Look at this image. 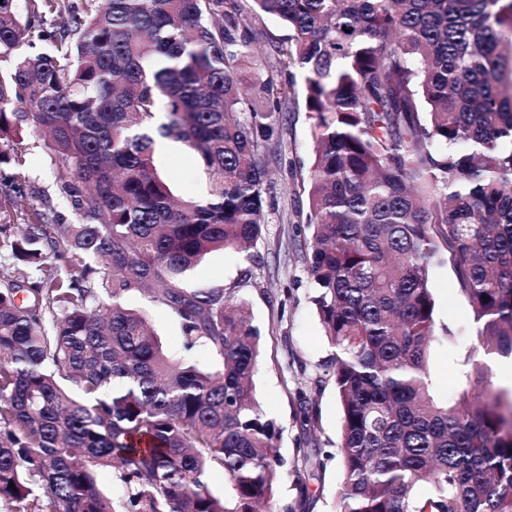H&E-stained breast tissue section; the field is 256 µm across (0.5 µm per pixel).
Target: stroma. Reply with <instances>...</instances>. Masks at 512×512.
<instances>
[{"label": "stroma", "mask_w": 512, "mask_h": 512, "mask_svg": "<svg viewBox=\"0 0 512 512\" xmlns=\"http://www.w3.org/2000/svg\"><path fill=\"white\" fill-rule=\"evenodd\" d=\"M253 48L259 62L243 73L240 87L254 94L269 74L276 44L287 35L272 17L253 24ZM281 156H267L271 207L265 212L263 233L251 254L215 251L186 271L184 288H221L247 308L261 335L263 355L255 377L256 395L263 413L280 427L277 441L285 465L280 471L271 512H333L342 481L337 452L341 410L326 360L331 348L312 303L314 285L303 259V221L307 196L303 185L309 174L311 143L305 112H281ZM26 147L21 167L0 165V178H15L29 192L31 206H51L62 223L79 220L71 205L56 191L57 161L51 160L42 136L21 130ZM158 173L178 198L201 200L209 179L201 160L189 148L169 142L154 153ZM432 287L436 301V331L430 347L429 370L434 395L442 402L455 399L465 357L477 344L468 302L453 290L449 265L435 266ZM126 303L146 312L164 351L174 359L184 356L183 337L173 316L140 292Z\"/></svg>", "instance_id": "1"}]
</instances>
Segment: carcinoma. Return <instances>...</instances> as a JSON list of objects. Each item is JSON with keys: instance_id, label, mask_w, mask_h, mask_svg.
Returning a JSON list of instances; mask_svg holds the SVG:
<instances>
[{"instance_id": "cac0c4a2", "label": "carcinoma", "mask_w": 512, "mask_h": 512, "mask_svg": "<svg viewBox=\"0 0 512 512\" xmlns=\"http://www.w3.org/2000/svg\"><path fill=\"white\" fill-rule=\"evenodd\" d=\"M252 15L288 30V80H263L259 107L237 79ZM289 96L312 141L304 259L342 412L337 512H512V405L474 352L451 402L428 366L443 262L483 355L512 356V0H0V143L20 166L19 128L46 131L82 218L55 234L49 210L13 224L27 193L0 188L12 258L65 259L0 279V512L274 499L284 461L254 394L258 330L224 289L180 280L261 237L263 155ZM158 138L197 154L207 198H175ZM142 290L216 368L171 361L126 305ZM112 467L108 497L96 471Z\"/></svg>"}]
</instances>
